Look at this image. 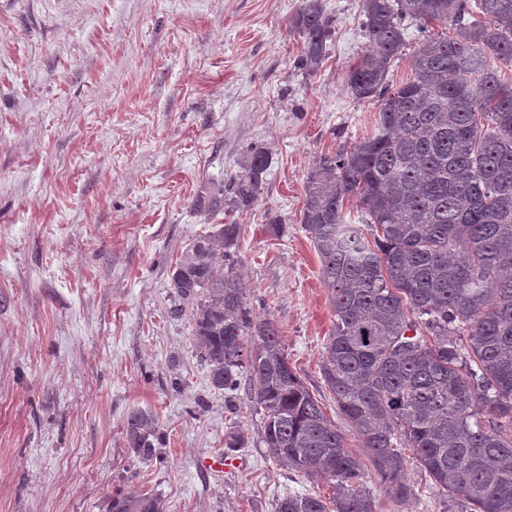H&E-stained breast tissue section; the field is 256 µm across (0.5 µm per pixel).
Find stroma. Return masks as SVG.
<instances>
[{
  "mask_svg": "<svg viewBox=\"0 0 512 512\" xmlns=\"http://www.w3.org/2000/svg\"><path fill=\"white\" fill-rule=\"evenodd\" d=\"M323 3L333 35L309 76L290 29L301 0H0V512H107L118 493L164 512H274L290 491L330 494L268 457L245 393L210 386L192 306L169 286L215 229L193 200L252 146L271 163L257 202L225 218L235 270L359 449L322 375L333 315L300 211L319 158L370 135L378 107L346 89L363 0ZM138 408L160 421L148 461L123 434ZM233 431L245 447H226ZM218 454L234 465L211 469ZM405 462L413 496L371 483L376 512H462Z\"/></svg>",
  "mask_w": 512,
  "mask_h": 512,
  "instance_id": "stroma-1",
  "label": "stroma"
}]
</instances>
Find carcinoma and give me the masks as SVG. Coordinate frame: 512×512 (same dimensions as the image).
<instances>
[{
	"instance_id": "obj_1",
	"label": "carcinoma",
	"mask_w": 512,
	"mask_h": 512,
	"mask_svg": "<svg viewBox=\"0 0 512 512\" xmlns=\"http://www.w3.org/2000/svg\"><path fill=\"white\" fill-rule=\"evenodd\" d=\"M363 16L368 48L346 86L378 104L375 131L321 158L301 211L334 318L323 379L361 448H346L289 365L277 324L254 313L224 263L238 225L195 238L170 288L196 303L191 335L211 387L245 389L269 456L331 481L332 495L288 494L274 512H375L372 475L406 500L403 448L448 501L512 512V0H363ZM405 20L423 38L412 76L392 84ZM433 22L467 32L433 36ZM291 28L303 40L297 67L313 76L332 37L322 0H302ZM268 167V152L251 148L242 172L195 209L250 208ZM351 199L368 237L346 219ZM124 431L136 455H153L152 411H132ZM108 512L163 506L118 495Z\"/></svg>"
}]
</instances>
